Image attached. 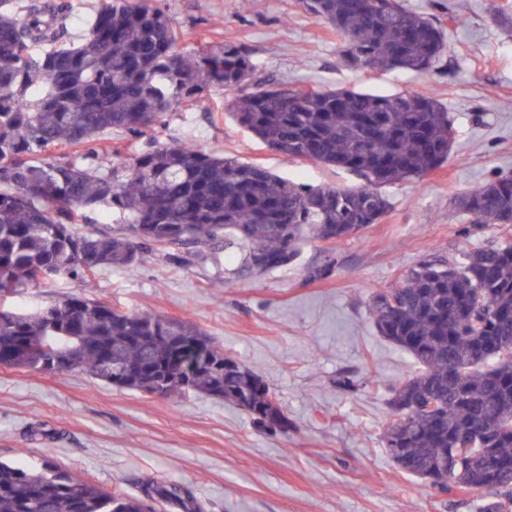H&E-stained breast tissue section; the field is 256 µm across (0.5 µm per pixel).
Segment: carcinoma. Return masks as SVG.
<instances>
[{
  "instance_id": "cac0c4a2",
  "label": "carcinoma",
  "mask_w": 512,
  "mask_h": 512,
  "mask_svg": "<svg viewBox=\"0 0 512 512\" xmlns=\"http://www.w3.org/2000/svg\"><path fill=\"white\" fill-rule=\"evenodd\" d=\"M331 26L349 63L383 72H429L445 53L443 31L402 0H300ZM72 16L50 0H0V296L60 278L93 286L98 270L135 271L144 252L173 263L200 260L218 241L240 255L237 273L287 266L311 238L341 241L384 216L378 188L419 179L448 161V109L431 92L378 95L257 79L249 49L218 43L190 50L169 10L100 0L78 41ZM224 109L269 149L352 171L366 186L317 187L182 141L154 142L129 166L112 162L104 135L139 138L213 89ZM458 212L479 224L512 223V176L465 193ZM100 214L119 225L80 233ZM460 259H420L369 304L374 327L421 369L388 387L385 448L395 466L441 492L476 493L477 512H512V241L464 246ZM223 355L189 324L122 312L84 294L34 313L0 310V366L45 373L82 370L127 388L199 392L286 434L288 415L267 383L239 364L219 376L178 367L181 353ZM343 376L342 390L374 386ZM166 512H204L192 492L165 481L140 494L108 492L75 473L0 462V512H142V496Z\"/></svg>"
}]
</instances>
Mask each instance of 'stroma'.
<instances>
[{"instance_id":"obj_1","label":"stroma","mask_w":512,"mask_h":512,"mask_svg":"<svg viewBox=\"0 0 512 512\" xmlns=\"http://www.w3.org/2000/svg\"><path fill=\"white\" fill-rule=\"evenodd\" d=\"M147 2L172 10L191 33L189 47L247 45L262 79L385 95L434 91L454 125L448 161L383 187L391 207L378 223L343 241L309 242L295 263L254 278L225 279L236 263L220 249L186 266L154 250L136 273H97L91 298L191 324L258 372L294 424L288 434L264 431L245 411L203 394L155 396L80 370L0 366V460L32 470L48 461L109 491L163 478L191 488L205 512H472L476 495L423 487L387 454V388L417 365L378 335L368 304L424 255L512 240V226L471 223L454 204L493 175H512V0H404L446 32V55L424 74L348 65L340 37L299 0ZM224 99L216 91L173 113L154 139L188 141L314 186H361L345 170L270 150L226 115ZM329 257L333 275L308 279ZM79 290L59 279L2 297L0 306L34 311ZM347 371L381 385L339 390Z\"/></svg>"}]
</instances>
